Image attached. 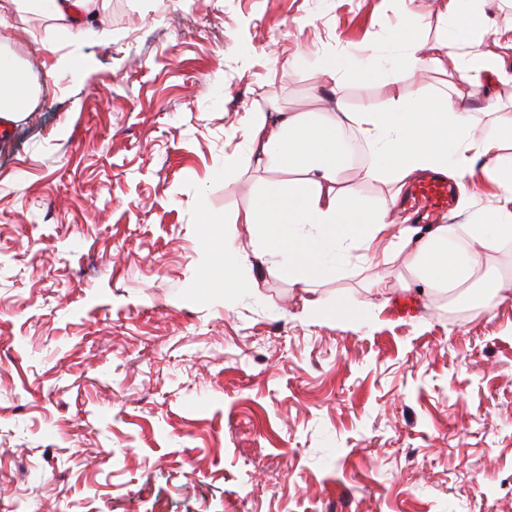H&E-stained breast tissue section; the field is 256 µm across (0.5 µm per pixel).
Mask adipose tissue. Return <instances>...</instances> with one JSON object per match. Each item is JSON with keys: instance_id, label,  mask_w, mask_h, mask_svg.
I'll return each instance as SVG.
<instances>
[{"instance_id": "ef3b65f1", "label": "adipose tissue", "mask_w": 512, "mask_h": 512, "mask_svg": "<svg viewBox=\"0 0 512 512\" xmlns=\"http://www.w3.org/2000/svg\"><path fill=\"white\" fill-rule=\"evenodd\" d=\"M488 0H441L439 17L444 36L431 48L406 30L391 31L383 46L365 54H326L314 65L318 84L333 94L336 109L310 119L295 112L269 118L258 113L249 129L247 146L264 167L297 173L289 182L268 183L243 221L256 225L251 255H244L232 239L224 241V288H248L240 275L243 265L276 266L287 270L294 283L310 286L315 278L339 270L348 254L364 249L389 258L408 257L407 276L400 290L418 289L423 298L444 293L469 297L482 286L484 312L512 292V274L492 272L489 254L512 245V153L503 134H512V106L490 102L471 107L460 95L415 92L382 107L368 102L356 110L342 105L344 76L351 69L364 75L382 74L385 63L417 73L456 59L457 81L478 88L483 81L512 83V72L487 49L490 35L485 6ZM16 10L35 12L64 21L80 36L90 35L78 9L85 0H11ZM33 93L27 79L0 55V114L10 115ZM354 128L370 149L372 161L357 168L361 181L386 178L396 192L423 171L464 178L481 165L498 192L488 210L467 224H396L391 219L395 196L370 204L344 187L352 169L339 140L343 128Z\"/></svg>"}]
</instances>
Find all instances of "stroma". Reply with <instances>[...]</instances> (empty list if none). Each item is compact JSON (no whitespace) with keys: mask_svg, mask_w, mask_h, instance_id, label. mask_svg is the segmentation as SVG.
<instances>
[{"mask_svg":"<svg viewBox=\"0 0 512 512\" xmlns=\"http://www.w3.org/2000/svg\"><path fill=\"white\" fill-rule=\"evenodd\" d=\"M111 38L0 17L34 85L0 138V512H512V297L493 314L271 266L224 300V239L287 181L258 112L323 111L311 62L406 24L399 0H88ZM442 70L345 78L348 109ZM240 162L225 169L230 156Z\"/></svg>","mask_w":512,"mask_h":512,"instance_id":"obj_1","label":"stroma"}]
</instances>
